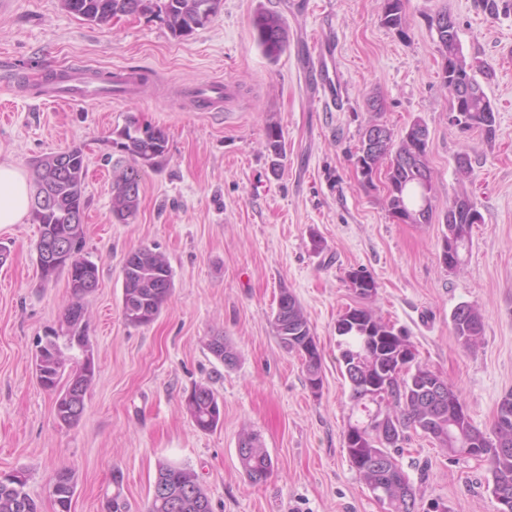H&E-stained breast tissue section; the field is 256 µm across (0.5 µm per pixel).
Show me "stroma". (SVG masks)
<instances>
[{"label": "stroma", "mask_w": 512, "mask_h": 512, "mask_svg": "<svg viewBox=\"0 0 512 512\" xmlns=\"http://www.w3.org/2000/svg\"><path fill=\"white\" fill-rule=\"evenodd\" d=\"M384 0H222L217 15L175 37L152 13L105 25L82 21L61 0H0V159L25 170L35 160L81 148L85 179L84 257L98 267L87 295V336L96 375L77 425L60 423L55 396L35 376L39 336L60 327L72 297L66 275L39 282L32 223L0 229V471H24L41 512L62 468L74 475L71 512H102L112 471L124 476L131 512H144L159 462L194 470L214 512H388L349 462L344 431L353 415L340 369L339 317L367 305L404 331L416 360L456 390L472 423L490 430L512 391V7L489 16L480 0H406L403 31L382 22ZM448 7L464 56L482 61L474 77L496 116V137L448 121L452 95L430 19ZM274 12L288 46L274 59L256 40L253 19ZM333 37L343 92L327 105L307 85L311 34ZM99 78L125 71L134 90L109 100L50 102L60 71ZM228 88L224 109L201 112L191 90ZM383 100L382 114L366 101ZM380 120L402 135L414 121L429 132L434 216L395 220L384 188H366L353 156L364 129ZM164 130L167 151L140 171V205L128 223L112 217V175L125 154L129 122ZM278 126L285 154L273 172L267 129ZM473 171L461 177L456 159ZM473 200L482 221L456 269L441 261L448 207ZM142 246L161 252L174 287L154 322L124 323L123 266ZM377 292L363 301L352 272ZM303 307L322 353V387L271 323L281 289ZM477 306L484 330L464 347L450 315ZM224 336L233 367L208 348ZM209 387L222 417L198 429L185 409L194 386ZM258 435L274 468L250 483L239 463L243 432ZM395 458L416 512H497L485 459L451 454L407 431Z\"/></svg>", "instance_id": "stroma-1"}]
</instances>
